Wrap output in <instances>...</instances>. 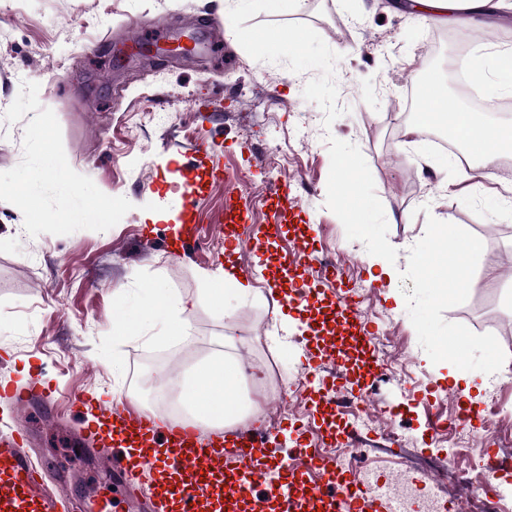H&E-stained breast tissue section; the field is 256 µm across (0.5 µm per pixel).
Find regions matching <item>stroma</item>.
<instances>
[{
    "mask_svg": "<svg viewBox=\"0 0 512 512\" xmlns=\"http://www.w3.org/2000/svg\"><path fill=\"white\" fill-rule=\"evenodd\" d=\"M223 0H0V183L54 181L36 196L0 205V385L23 386L41 374L57 391L90 398L136 390L147 363L187 372L232 337L251 377L245 391L263 414L279 412L272 441L325 450L353 432L351 418L323 415L315 393L281 407L282 389L304 372L318 343L310 314L288 306L287 343L272 345L274 310L285 278L324 291L326 300L364 292L355 308L372 335L388 344L401 376L377 378L380 420L359 439L356 476L403 468L410 483L426 480L428 456L440 453L430 420L466 399L440 390L451 364L484 373L503 368L494 399L479 395L482 415L512 440V206L504 203L512 169L498 180L462 181L456 166L423 176L436 160L429 141H401L406 95L425 60L426 24L392 10V0H306L302 8L262 12L252 24L303 23L340 59L337 105L343 113L324 127V114L303 96L313 72L252 59L224 25ZM353 143L364 155L382 202L387 239L398 249L397 276L381 278L364 244L348 239L327 208L328 137ZM235 174L213 181L211 168ZM107 194V223L87 216L62 220L74 202L68 171ZM194 171L195 208L186 212L184 176ZM296 199L280 203L282 188ZM247 216L251 246L227 252L229 203ZM168 212L170 222L145 224L144 209ZM204 225L208 244L170 253L171 227L185 219ZM279 234L262 240L259 229ZM454 238L478 240L468 286L449 283L439 301L423 283L420 264L436 226ZM304 249L291 276L283 253ZM233 273L255 288L254 301H230V315L201 305L190 314L192 340L122 336L115 317L137 322L121 285L155 284L201 300L207 277ZM402 306H395V298ZM120 359L121 374L112 361ZM32 438V456L46 481L76 512H167L155 498L132 504L117 475L120 456L105 459L82 446L89 423L46 403L19 406L0 399V424Z\"/></svg>",
    "mask_w": 512,
    "mask_h": 512,
    "instance_id": "stroma-1",
    "label": "stroma"
}]
</instances>
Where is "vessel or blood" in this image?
<instances>
[{"mask_svg": "<svg viewBox=\"0 0 512 512\" xmlns=\"http://www.w3.org/2000/svg\"><path fill=\"white\" fill-rule=\"evenodd\" d=\"M339 331L357 336L366 361L364 376H374L380 363L372 351L371 332L347 298L331 307ZM20 403L51 399L48 382L31 377L27 386H0V396ZM109 434L88 432L93 441L125 451L122 469L128 495H136L145 473L155 476L157 497L173 512H365L368 500L391 512L396 495L385 485L371 497L352 494V480L335 460L303 456L292 467L281 465L267 435L254 429L204 431L200 424H159L130 401L106 416ZM58 501L43 473L30 461L28 438L18 431L0 432V512H57Z\"/></svg>", "mask_w": 512, "mask_h": 512, "instance_id": "vessel-or-blood-1", "label": "vessel or blood"}]
</instances>
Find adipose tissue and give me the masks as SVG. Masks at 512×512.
<instances>
[{
  "label": "adipose tissue",
  "instance_id": "1",
  "mask_svg": "<svg viewBox=\"0 0 512 512\" xmlns=\"http://www.w3.org/2000/svg\"><path fill=\"white\" fill-rule=\"evenodd\" d=\"M504 6V0H410L409 8L414 15L428 23L449 28L470 24L472 16L494 18ZM472 72L479 81L495 79L504 94H512V48L484 46L481 54L471 61ZM448 121V131L465 141L470 149L483 159L482 178L493 176L496 161L505 154H512V125L478 122L472 112L453 104L440 80L427 82L419 117L403 132L406 142L412 143L437 118ZM124 300L134 306H142L145 317L136 324L135 333L147 335L157 320H165L167 339L180 341L189 336L188 314L197 307L196 299L156 285L146 295L128 292L119 287ZM161 385L171 387L186 415L196 419L217 414L219 427L229 429L245 419H258L254 405L246 403L243 385L246 380L245 366L236 347H225L201 363L195 372L163 374Z\"/></svg>",
  "mask_w": 512,
  "mask_h": 512
}]
</instances>
